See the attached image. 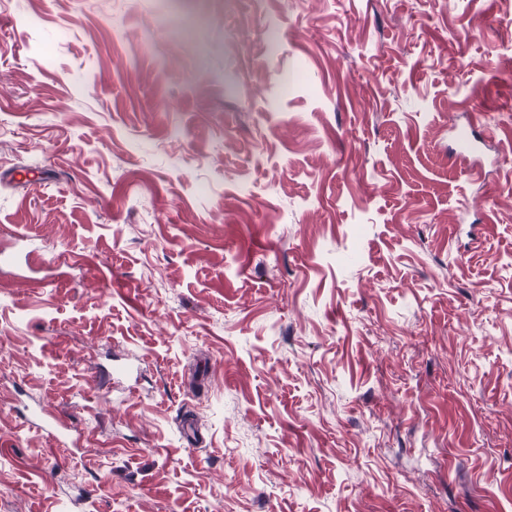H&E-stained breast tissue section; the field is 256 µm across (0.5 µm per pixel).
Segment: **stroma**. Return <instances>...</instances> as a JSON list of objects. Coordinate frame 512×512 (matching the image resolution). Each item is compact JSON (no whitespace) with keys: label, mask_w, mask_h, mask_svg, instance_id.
I'll list each match as a JSON object with an SVG mask.
<instances>
[{"label":"stroma","mask_w":512,"mask_h":512,"mask_svg":"<svg viewBox=\"0 0 512 512\" xmlns=\"http://www.w3.org/2000/svg\"><path fill=\"white\" fill-rule=\"evenodd\" d=\"M508 72L512 0H0V512H512Z\"/></svg>","instance_id":"1"}]
</instances>
